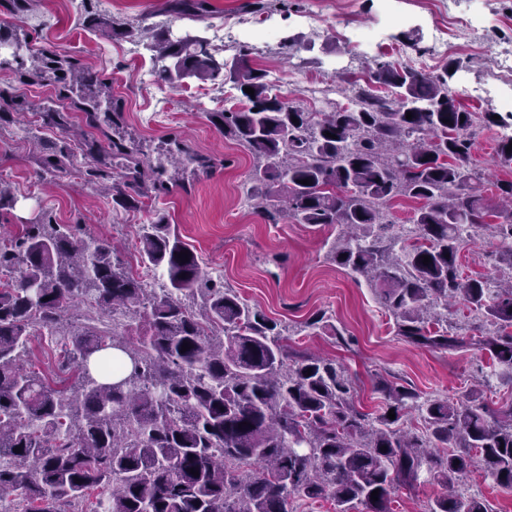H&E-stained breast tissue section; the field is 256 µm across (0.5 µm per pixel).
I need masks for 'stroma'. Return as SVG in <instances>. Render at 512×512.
Instances as JSON below:
<instances>
[{
	"instance_id": "35a3bbf8",
	"label": "stroma",
	"mask_w": 512,
	"mask_h": 512,
	"mask_svg": "<svg viewBox=\"0 0 512 512\" xmlns=\"http://www.w3.org/2000/svg\"><path fill=\"white\" fill-rule=\"evenodd\" d=\"M213 11L200 20L177 19L170 0H100L98 8L115 23L138 18L169 24L175 30H208L211 24L240 20L267 25L274 40L244 44L250 64L265 70L274 93L289 94L292 101L312 112L321 111L305 91L315 79L337 80V67L347 66L348 76L366 78L375 63L397 60L398 49L420 51L441 71L449 60L461 66L450 83L512 84V72L494 71L488 58L495 49L512 46V0H461L457 14L480 13L497 31L495 47L476 49L470 30L453 27L457 45L451 56L435 54L434 28L448 24L441 0H210ZM322 10L327 23L312 35L300 23L301 15ZM83 6L73 0H33L27 15L11 12L0 0V26L15 30L31 49L48 48L62 59H78L106 78L96 94L99 127L92 146L72 138L73 163L48 173L39 150L28 135L54 136V129L37 127L31 113L17 112L0 119V182L16 198L14 207L0 211V228L32 218L39 208L53 210L59 223L82 225L86 238L115 239L126 255L135 252L138 225L150 223L155 212L166 213L182 239L191 244L209 272H223L224 284L250 305L275 320L287 339L289 353L316 354L342 363L351 375L356 399L363 411L379 410V380L413 386L428 397L453 398L474 383H481L484 401L497 408L512 402V383L493 377L489 356L476 346L427 350L411 345L396 334L391 316L378 302L365 279H354L338 266L331 248L338 227L266 222L251 199L254 158L244 147L225 139L208 120L209 113L240 105L232 83L191 80L172 87L148 78L141 64L151 54L142 41L110 36L85 23ZM382 28L386 40L379 50L362 55L354 28ZM0 88L28 100L51 104L53 87L40 83L27 68L10 63L0 67ZM500 128L477 129L471 164L483 175L484 196L497 205V183L512 179V166L501 162L496 149ZM134 140L139 160L158 159L182 143L197 155L185 166L169 192L145 198L136 210L113 207L110 192L85 183L82 166L109 160L122 171L128 160L112 153L113 140ZM501 250L498 239L483 235L459 253L466 275H492ZM324 312L327 325L308 327L315 312ZM35 335L25 366L45 376L57 373L64 337ZM344 342H337L336 333Z\"/></svg>"
}]
</instances>
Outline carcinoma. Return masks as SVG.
<instances>
[{
    "mask_svg": "<svg viewBox=\"0 0 512 512\" xmlns=\"http://www.w3.org/2000/svg\"><path fill=\"white\" fill-rule=\"evenodd\" d=\"M209 9L208 0H174L172 12ZM149 30L162 80H228L245 99V107L211 112L209 120L252 154L251 191L268 222L289 217L350 229L334 244V260L374 285L408 343L463 346L454 326L436 328L432 319L450 301L482 312L495 330L478 344L512 382V276H464L458 265L463 245L490 231L512 270V181L497 185L507 206L494 214L470 164L476 128L508 124L455 98L450 70L459 63L439 73L379 63L371 79L386 93L350 81L354 107L308 112L271 93L246 54L227 60L198 33ZM31 67L84 112L87 126H98L97 107L73 99L74 88L102 84L98 73L48 51L32 56ZM28 109L27 99L0 95L1 113ZM38 116L67 134V113L45 106ZM36 142L46 169L64 167V140ZM193 160L184 149L164 164L134 167L127 179H111L104 163L83 176L112 181L113 205L136 208L149 192L168 189L164 173ZM400 196L421 206L413 227L385 245L381 206ZM492 214L501 222L486 223ZM137 240L138 266L159 274L152 288L110 240H88L79 225L47 212L0 235L7 276L0 281V500L13 512H84L78 506L93 490L91 512H289L292 499H330L336 512H393L395 490L422 479L445 489L427 512H493L486 498L462 488L476 466L512 489V402L493 408L477 390L424 398L382 379L380 411L366 413L336 361H288L277 322L225 287L223 276L204 271L166 214L140 225ZM78 302L122 321L110 331L74 330L60 376L28 370L34 333L54 335ZM108 350L126 358L114 381L112 356L99 357ZM412 410L425 431L401 427Z\"/></svg>",
    "mask_w": 512,
    "mask_h": 512,
    "instance_id": "obj_1",
    "label": "carcinoma"
}]
</instances>
